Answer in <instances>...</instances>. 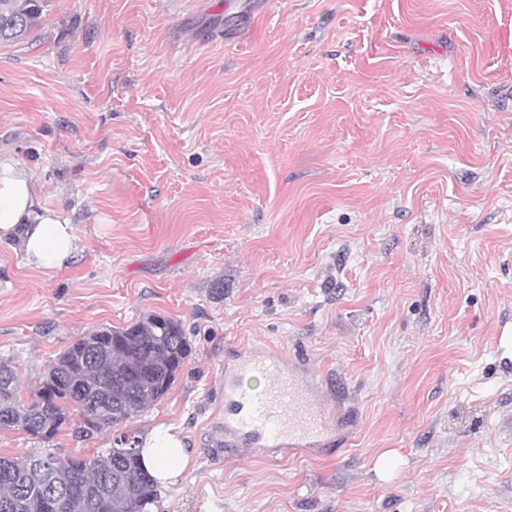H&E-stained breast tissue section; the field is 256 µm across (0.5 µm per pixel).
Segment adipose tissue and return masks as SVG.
Here are the masks:
<instances>
[{"instance_id": "ef3b65f1", "label": "adipose tissue", "mask_w": 512, "mask_h": 512, "mask_svg": "<svg viewBox=\"0 0 512 512\" xmlns=\"http://www.w3.org/2000/svg\"><path fill=\"white\" fill-rule=\"evenodd\" d=\"M18 241L24 263L54 276L81 250L73 224L41 202L28 170L0 156V243ZM141 462L162 487L175 484L191 461V450L175 427L153 426L140 437Z\"/></svg>"}]
</instances>
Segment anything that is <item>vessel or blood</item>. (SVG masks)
I'll list each match as a JSON object with an SVG mask.
<instances>
[{
    "label": "vessel or blood",
    "mask_w": 512,
    "mask_h": 512,
    "mask_svg": "<svg viewBox=\"0 0 512 512\" xmlns=\"http://www.w3.org/2000/svg\"><path fill=\"white\" fill-rule=\"evenodd\" d=\"M265 382L249 391L248 378ZM322 383L301 363L266 346L234 347L224 360V420L219 429L231 449L272 452L322 448L335 437L327 428Z\"/></svg>",
    "instance_id": "vessel-or-blood-1"
}]
</instances>
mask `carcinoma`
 Masks as SVG:
<instances>
[{"label":"carcinoma","mask_w":512,"mask_h":512,"mask_svg":"<svg viewBox=\"0 0 512 512\" xmlns=\"http://www.w3.org/2000/svg\"><path fill=\"white\" fill-rule=\"evenodd\" d=\"M47 0H0V42H17L41 26ZM188 353L181 324L149 314L130 326L86 334L50 363L30 397L17 372L0 361V430L20 429L50 441L79 415L85 437L115 429L112 448L61 459L31 448L0 455V512H149L157 486L141 470L139 435L118 426L159 401Z\"/></svg>","instance_id":"1"}]
</instances>
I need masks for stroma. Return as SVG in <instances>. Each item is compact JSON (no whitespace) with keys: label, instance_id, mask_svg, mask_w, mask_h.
<instances>
[{"label":"stroma","instance_id":"obj_1","mask_svg":"<svg viewBox=\"0 0 512 512\" xmlns=\"http://www.w3.org/2000/svg\"><path fill=\"white\" fill-rule=\"evenodd\" d=\"M0 155L83 239L51 278L0 245L22 389L93 329L184 328L125 424L194 451L156 512H512V0H48L0 43ZM230 343L344 384L353 427L224 452Z\"/></svg>","mask_w":512,"mask_h":512}]
</instances>
